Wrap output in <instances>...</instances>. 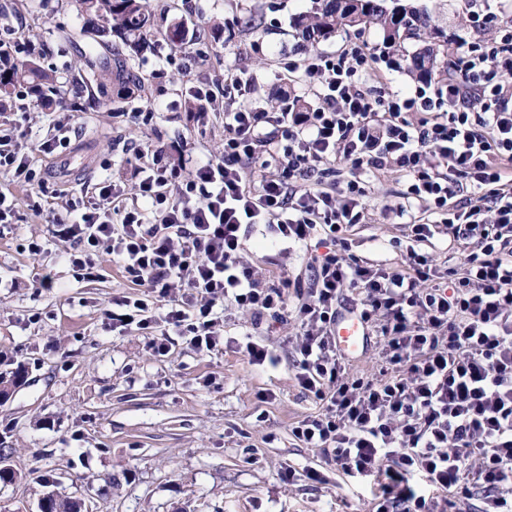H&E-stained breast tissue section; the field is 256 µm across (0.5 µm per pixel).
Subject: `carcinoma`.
I'll return each instance as SVG.
<instances>
[{"label": "carcinoma", "instance_id": "carcinoma-1", "mask_svg": "<svg viewBox=\"0 0 512 512\" xmlns=\"http://www.w3.org/2000/svg\"><path fill=\"white\" fill-rule=\"evenodd\" d=\"M80 11L99 38L116 36L132 50L145 44L147 34L160 26L151 11L150 0H78ZM373 27L382 32V48L394 52L407 38H423L430 27L428 17L414 7L396 5L387 9L378 0H322L315 11L298 16L294 21L297 36L304 47L327 40L339 31H358ZM162 34L174 48L189 43L192 35L182 22H171ZM440 61L437 45H426L410 56L408 71L417 79L435 75ZM113 85L117 98L125 100L141 91L143 82L122 60L115 62ZM23 86L36 89L37 102L49 107L63 92L55 78L34 60H20L9 69L0 71V109L13 100L16 90ZM91 92L93 101L102 106L113 103L108 85L99 78L96 64L88 62L70 88V93L81 96Z\"/></svg>", "mask_w": 512, "mask_h": 512}]
</instances>
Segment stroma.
<instances>
[{
	"label": "stroma",
	"mask_w": 512,
	"mask_h": 512,
	"mask_svg": "<svg viewBox=\"0 0 512 512\" xmlns=\"http://www.w3.org/2000/svg\"><path fill=\"white\" fill-rule=\"evenodd\" d=\"M432 26L463 30L467 0H410ZM158 19L181 21L200 33L207 53L199 78L224 80L225 66L243 65L260 78L256 96L311 98L306 82L281 85L280 51L306 56L292 21L312 11L315 0H152ZM42 42L40 63L52 70L66 94L41 108L13 101L0 122L17 127L20 141L46 138L53 120H71L76 134L64 149L69 159L62 180L65 196L40 201L0 172V188L18 198L14 223L0 225V376L25 378L0 402V465L14 478L0 481V512H39L49 494L82 502V512H373L374 487L325 467L320 449L295 440L292 425L316 412L295 385L293 362L301 330L294 320L256 326L250 313L224 306V345L208 354L173 337L166 355L148 348L147 337L117 336L104 328L113 297L132 296L128 281L107 250L99 252L100 275L78 279L64 255L71 248L53 223L78 201L104 165L125 149L153 142L172 155L200 158L224 150V106L204 115L185 111V80L167 60L177 51L161 34L148 36L141 52L96 43L86 33L75 0H0V26ZM103 57L120 50L145 83L144 95L120 109L94 106L89 96L68 90L87 48ZM158 109L149 125L136 127L128 115L148 104ZM365 223L354 226L353 252L369 263L405 267L398 241L404 225L388 223L404 180L396 172L366 175ZM44 243L32 254L29 240ZM245 258L267 283L281 276L308 283L303 250L270 249L261 234L245 245ZM52 269L53 287L41 285ZM265 339L277 366L249 364L242 352L247 335ZM293 466L300 475L285 483ZM322 467L324 479L302 477Z\"/></svg>",
	"instance_id": "obj_1"
}]
</instances>
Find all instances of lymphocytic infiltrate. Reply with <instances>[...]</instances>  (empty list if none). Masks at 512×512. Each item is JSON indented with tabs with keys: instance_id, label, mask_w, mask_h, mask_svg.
Here are the masks:
<instances>
[{
	"instance_id": "f902f5d3",
	"label": "lymphocytic infiltrate",
	"mask_w": 512,
	"mask_h": 512,
	"mask_svg": "<svg viewBox=\"0 0 512 512\" xmlns=\"http://www.w3.org/2000/svg\"><path fill=\"white\" fill-rule=\"evenodd\" d=\"M473 38H459L448 76L413 92L391 90L398 63L366 41L337 53L285 55L281 80L299 75L318 101L271 112L251 97L258 78L224 70L220 158L172 161L136 148L131 178L114 175L86 193L63 234L67 260L98 276L107 248L142 292L113 299L105 327L169 351L186 337L198 353L224 343V306L294 319L302 330L294 379L318 412L292 436L337 471L378 489L376 512H438L479 498V512H512V24L491 0H472ZM495 37H481L488 23ZM66 127L31 149L0 125V169L31 193L56 196L31 164L68 147ZM346 160L347 174L332 167ZM404 177L407 268L358 259L350 230L366 221L367 172ZM264 230L272 246L318 240L309 284L267 285L242 256ZM449 236L467 248L462 271H440L423 244ZM380 338L383 379L349 376L334 325L344 293Z\"/></svg>"
}]
</instances>
